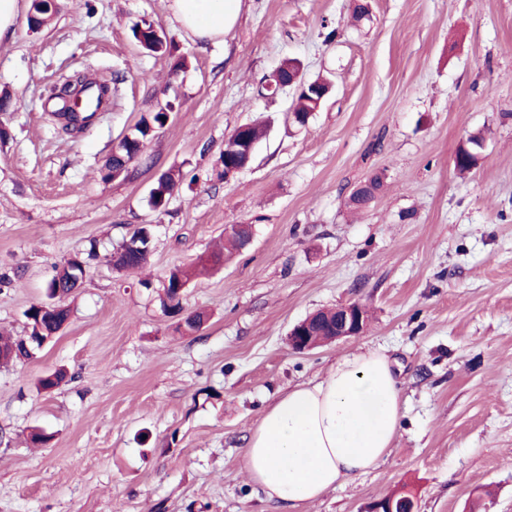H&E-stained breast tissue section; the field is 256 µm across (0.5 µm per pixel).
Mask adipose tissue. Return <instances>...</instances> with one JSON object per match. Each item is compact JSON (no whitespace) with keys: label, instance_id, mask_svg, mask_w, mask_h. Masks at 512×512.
I'll list each match as a JSON object with an SVG mask.
<instances>
[{"label":"adipose tissue","instance_id":"obj_1","mask_svg":"<svg viewBox=\"0 0 512 512\" xmlns=\"http://www.w3.org/2000/svg\"><path fill=\"white\" fill-rule=\"evenodd\" d=\"M242 0H171L179 25L195 39L219 43ZM401 417L400 386L389 356L359 349L318 380L296 385L265 410L244 450L249 480L283 512L376 468L389 454Z\"/></svg>","mask_w":512,"mask_h":512}]
</instances>
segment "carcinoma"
<instances>
[{"label":"carcinoma","instance_id":"1","mask_svg":"<svg viewBox=\"0 0 512 512\" xmlns=\"http://www.w3.org/2000/svg\"><path fill=\"white\" fill-rule=\"evenodd\" d=\"M300 77L299 67L292 61L282 64L272 75L269 83L277 86ZM306 89L299 94L293 103V110L299 120L309 119L312 112L320 106L321 93L330 88L329 82L323 79L305 81ZM167 120V113L158 110L141 117L134 132L120 140L117 148L112 151L106 163L107 176L115 177L127 170L132 161L131 148L139 142H145L157 126H162ZM482 137L473 135L459 147L455 156V167L461 172L468 171L476 165L474 153L482 147ZM182 180V175L171 171L159 176L150 193V202L155 209L166 208L176 185ZM381 187L379 177L372 178L367 184L355 190L349 198V205L355 209L367 206ZM241 235L236 230L224 231V250H220L201 259L202 264L218 265L224 263L230 256L241 253ZM99 254L96 243L77 253L52 269V275L47 282L46 296L57 299L61 310L44 313L33 304L24 311L26 319V334L22 336H0V364L25 362L36 357L41 351V340L59 331L62 324L70 315L66 299L78 288L76 273L89 269L98 260ZM148 259V253H139L125 245L111 255L110 263L114 268L134 269L143 265ZM196 276V268L183 266L173 269L163 283L164 297L161 298L162 308L181 311L184 309L182 298L177 295V289L190 285ZM340 319V313L333 310L319 311L307 327L308 334L315 337L332 336Z\"/></svg>","mask_w":512,"mask_h":512}]
</instances>
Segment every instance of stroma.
<instances>
[{
  "label": "stroma",
  "mask_w": 512,
  "mask_h": 512,
  "mask_svg": "<svg viewBox=\"0 0 512 512\" xmlns=\"http://www.w3.org/2000/svg\"><path fill=\"white\" fill-rule=\"evenodd\" d=\"M32 0L0 44V331L24 334L55 264L96 241L105 258L151 225L146 263L93 266L66 327L31 361L0 366V512H282L250 482L243 451L263 412L340 356L380 348L401 387L386 459L303 512H368L397 491L417 512H512V0H242L221 44H200L169 0ZM161 28L171 54L134 38ZM186 65L175 68L176 57ZM297 61L333 88L306 126L293 95H263ZM124 75L110 111L67 134L51 114L59 77ZM165 107L141 157L105 163L142 115ZM268 127L249 168L224 178L225 138ZM484 146L454 167L469 135ZM183 180L165 209L158 177ZM381 177L366 209L349 197ZM231 224L250 248L200 276L186 311L161 308L169 271L221 245ZM370 315L362 335L299 353L287 336L320 309ZM67 376L52 393L38 378ZM51 434L27 443L31 427ZM182 180L180 173L171 171L159 176L150 193V202L154 209H165L176 185Z\"/></svg>",
  "instance_id": "35a3bbf8"
}]
</instances>
